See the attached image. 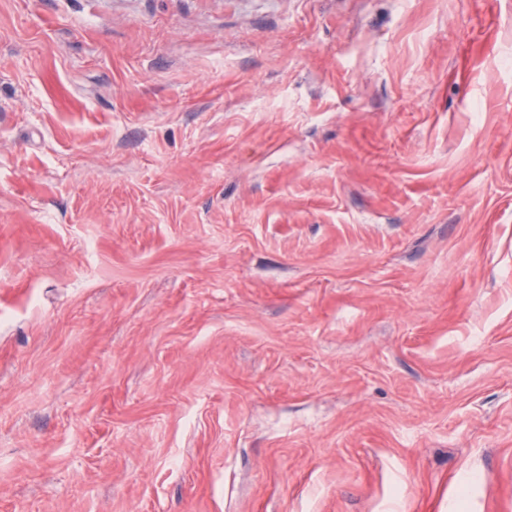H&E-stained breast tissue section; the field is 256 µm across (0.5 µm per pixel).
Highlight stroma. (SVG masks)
I'll list each match as a JSON object with an SVG mask.
<instances>
[{"label": "stroma", "mask_w": 512, "mask_h": 512, "mask_svg": "<svg viewBox=\"0 0 512 512\" xmlns=\"http://www.w3.org/2000/svg\"><path fill=\"white\" fill-rule=\"evenodd\" d=\"M0 512H512V0H0Z\"/></svg>", "instance_id": "35a3bbf8"}]
</instances>
